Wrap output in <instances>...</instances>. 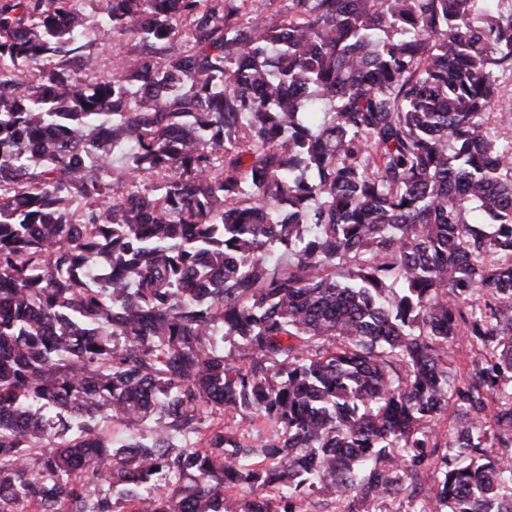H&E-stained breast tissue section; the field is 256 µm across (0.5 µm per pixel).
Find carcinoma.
Instances as JSON below:
<instances>
[{
	"mask_svg": "<svg viewBox=\"0 0 512 512\" xmlns=\"http://www.w3.org/2000/svg\"><path fill=\"white\" fill-rule=\"evenodd\" d=\"M82 2L0 0V512H512V0Z\"/></svg>",
	"mask_w": 512,
	"mask_h": 512,
	"instance_id": "carcinoma-1",
	"label": "carcinoma"
}]
</instances>
